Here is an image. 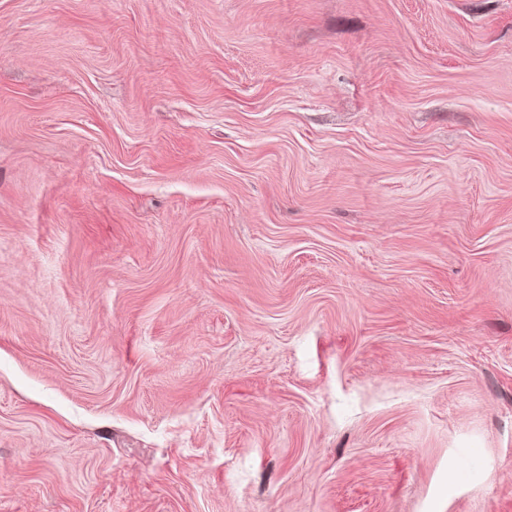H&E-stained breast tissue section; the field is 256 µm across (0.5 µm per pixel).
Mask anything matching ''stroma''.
<instances>
[{"label":"stroma","instance_id":"1","mask_svg":"<svg viewBox=\"0 0 512 512\" xmlns=\"http://www.w3.org/2000/svg\"><path fill=\"white\" fill-rule=\"evenodd\" d=\"M0 512H512V0H0Z\"/></svg>","mask_w":512,"mask_h":512}]
</instances>
